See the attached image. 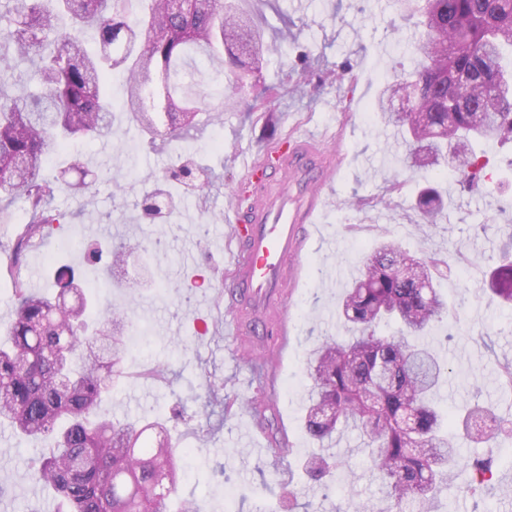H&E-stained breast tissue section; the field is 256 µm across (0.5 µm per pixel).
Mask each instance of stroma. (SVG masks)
Masks as SVG:
<instances>
[{"label": "stroma", "mask_w": 512, "mask_h": 512, "mask_svg": "<svg viewBox=\"0 0 512 512\" xmlns=\"http://www.w3.org/2000/svg\"><path fill=\"white\" fill-rule=\"evenodd\" d=\"M264 27L266 40L288 28V52L267 59L262 73L274 117L273 125L237 112L223 124L189 133L171 145H150L123 112V78L113 74L110 94L116 105L115 135L83 142L80 155L56 154L42 176L54 180L60 168L79 163L96 168L93 191L56 193L55 207L74 217L56 234L37 244L26 257L22 278L30 288L54 297V275L79 259L83 247L102 244L122 249L142 243L151 249L154 284L136 300H128L120 278L103 270L88 274L86 290L102 303L124 309L134 325L147 328L149 339L130 349L127 376L103 401L101 409L116 420H154L180 410L184 419L171 435L178 447L194 449L179 460L182 477L176 499H195L204 512H285L283 489L296 493L294 512H361L380 494V484L355 433L344 432L333 452L349 461V474L329 483L312 480L303 464L319 453V444L302 426L312 380L308 370L313 346L327 336L345 335L338 302L361 272L363 257L380 241L392 239L409 251L445 256L455 251L451 274L436 286L459 318L455 332L436 324L427 336L448 364L440 391L449 417L465 404L481 401L512 415V306L487 287L483 273L512 240V143L485 145L488 168L501 190L470 193L459 184L454 166L439 177L424 170L402 171L404 147L392 131L382 129L371 105L411 44L414 19L403 18L393 0H239ZM308 54L311 95L299 84L293 66ZM344 80H337V73ZM327 127L338 136L343 162L327 193L332 203L323 229L336 237L335 251L317 247L308 255L306 276L288 300L292 330L273 390H266L263 367L235 356L233 345L208 326L216 319L215 285L224 270V206L228 192L243 178L238 153L271 147L296 124ZM193 156L212 181L206 194L173 184L181 197L178 213L161 219L145 216L136 201L152 187L147 177L163 174L177 154ZM397 192H388L392 180ZM448 193V209L438 227L423 224L412 208L426 180ZM166 366L164 379L145 378L146 370ZM261 431L268 448L247 445L252 431ZM288 447L287 455L270 450L272 439ZM463 455L491 454L492 477L470 490L444 491L437 512H512V437L502 436L494 450L460 440ZM37 452L34 442L0 429V479L10 488L0 496V512H46L55 500L51 488L30 481L23 462ZM234 489L232 508H225L226 489Z\"/></svg>", "instance_id": "stroma-1"}]
</instances>
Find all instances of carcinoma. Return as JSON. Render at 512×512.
Listing matches in <instances>:
<instances>
[{
	"label": "carcinoma",
	"instance_id": "carcinoma-1",
	"mask_svg": "<svg viewBox=\"0 0 512 512\" xmlns=\"http://www.w3.org/2000/svg\"><path fill=\"white\" fill-rule=\"evenodd\" d=\"M395 2L401 14L419 17L413 65L380 89L372 110L402 133L406 168L438 166L451 148L461 181L485 186L487 162L469 144L512 141V70L505 63L512 52V0ZM62 18L76 33L59 27ZM286 43V33L264 42L235 0H188L177 14L167 0H0V214L17 203L31 213L15 238V264L25 260L32 240L68 223L52 206L55 193L95 183L80 165L75 183L62 177L47 184L41 171L72 139L112 136L104 92L112 70L121 69L123 109L138 130L177 141L198 129L204 98L214 103L212 125L223 124L226 112L264 111L265 56ZM172 175L198 190L210 181L182 155ZM141 207L155 216L178 211L180 203L156 188ZM415 209L435 224L447 200L430 184ZM128 257L114 252L109 276L127 274ZM99 261V251L89 249L82 266L60 268L53 300L15 281V318L0 334V425L41 442L25 473L56 490L59 512H168L180 449L165 437V424L98 414L122 377L124 333L131 326L125 313L106 307L97 336L80 335L89 300L79 282ZM363 266L342 298L351 336L326 337L311 351L304 428L329 445L344 430L358 434L382 493L365 512H435L440 487L466 469L438 399L445 365L421 342L449 318L434 279L453 264L387 242ZM485 282L512 303L509 254L488 269ZM389 322L395 333L377 332ZM507 424L476 407L463 428L467 438L493 443Z\"/></svg>",
	"mask_w": 512,
	"mask_h": 512
}]
</instances>
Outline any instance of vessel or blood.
<instances>
[{"label":"vessel or blood","mask_w":512,"mask_h":512,"mask_svg":"<svg viewBox=\"0 0 512 512\" xmlns=\"http://www.w3.org/2000/svg\"><path fill=\"white\" fill-rule=\"evenodd\" d=\"M339 160L336 141L313 130L291 136L273 153L247 154L244 183L224 209V249L231 255L221 290L231 313L224 336L238 355L272 371L287 345V300L302 278L308 227L323 212V188Z\"/></svg>","instance_id":"vessel-or-blood-1"}]
</instances>
